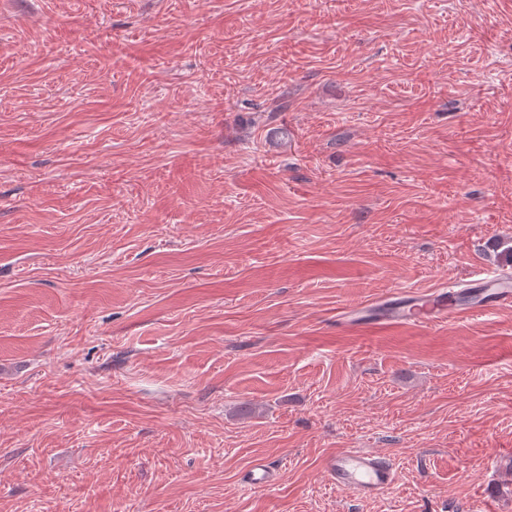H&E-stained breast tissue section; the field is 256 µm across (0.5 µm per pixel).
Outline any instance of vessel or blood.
Returning a JSON list of instances; mask_svg holds the SVG:
<instances>
[{
	"mask_svg": "<svg viewBox=\"0 0 512 512\" xmlns=\"http://www.w3.org/2000/svg\"><path fill=\"white\" fill-rule=\"evenodd\" d=\"M469 286L471 291L462 304L449 299L447 290H439L432 301L429 321L447 320L459 314L464 305L478 313L512 306L511 278H477L470 280ZM412 307L408 295L397 294L376 304V322L380 325L402 322ZM325 472L331 483L362 499L382 494L396 480V472L387 457L360 448H345L330 456L325 464Z\"/></svg>",
	"mask_w": 512,
	"mask_h": 512,
	"instance_id": "obj_1",
	"label": "vessel or blood"
}]
</instances>
